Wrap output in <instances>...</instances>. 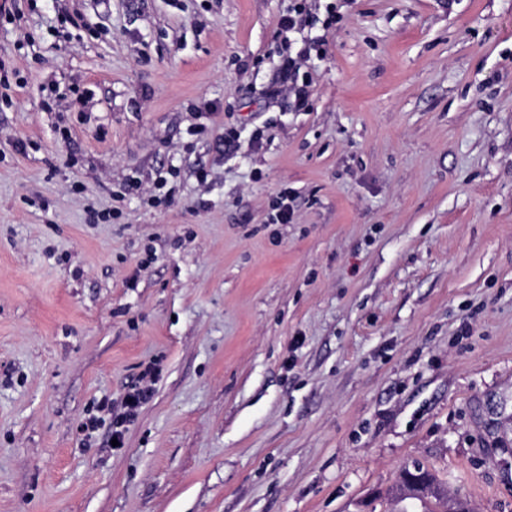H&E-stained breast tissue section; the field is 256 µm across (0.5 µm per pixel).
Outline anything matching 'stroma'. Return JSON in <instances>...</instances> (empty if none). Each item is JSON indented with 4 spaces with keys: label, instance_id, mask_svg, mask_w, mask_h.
Masks as SVG:
<instances>
[{
    "label": "stroma",
    "instance_id": "35a3bbf8",
    "mask_svg": "<svg viewBox=\"0 0 512 512\" xmlns=\"http://www.w3.org/2000/svg\"><path fill=\"white\" fill-rule=\"evenodd\" d=\"M289 4L0 17V512H512V0ZM310 50V48H303L297 52L295 57L288 56V64L286 66L288 76L289 72L293 73V79L291 84H288L285 90L288 91V94L294 96L295 102L299 107H302L306 103L310 93L309 87L311 85V81L307 77L302 80L300 85L298 84L299 71L310 56ZM160 372L155 361H150L143 366L137 381L128 386L122 397L120 413L113 412V407L108 400L102 399L98 402V411L111 415V438L112 440L117 439L119 443V446H112V448L123 447L127 427L136 419L140 409L152 398L153 387ZM420 478L427 484L426 492H418L411 488L406 476L398 479L391 490L390 501L393 512H448L450 503L456 497L448 496V492L430 471L421 468ZM418 505L421 510H416Z\"/></svg>",
    "mask_w": 512,
    "mask_h": 512
}]
</instances>
